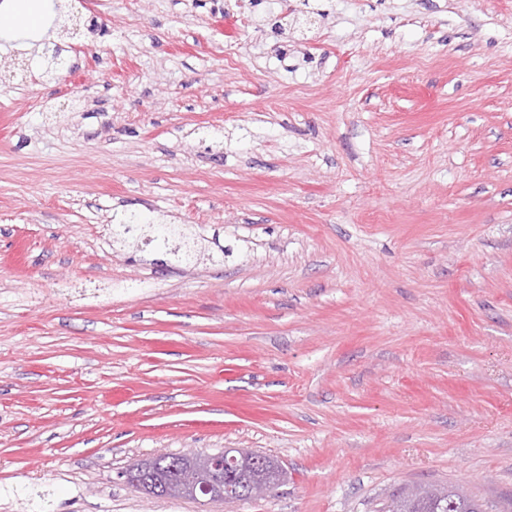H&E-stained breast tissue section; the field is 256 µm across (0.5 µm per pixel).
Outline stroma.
Wrapping results in <instances>:
<instances>
[{
  "instance_id": "1",
  "label": "stroma",
  "mask_w": 512,
  "mask_h": 512,
  "mask_svg": "<svg viewBox=\"0 0 512 512\" xmlns=\"http://www.w3.org/2000/svg\"><path fill=\"white\" fill-rule=\"evenodd\" d=\"M226 4L58 0L0 38V512L512 507V0H294L281 35L279 0ZM190 448L288 479L122 476ZM236 448H224L216 453H210L206 464L192 471L189 463V455L182 454L172 459L170 470L177 473L174 477H168L162 481L149 483L148 489L163 494L172 482L179 480L185 490L186 498L199 500L206 498L208 501L230 504L239 501V491L233 485L224 482V475L233 474L240 470L238 459L233 451ZM151 485V486H150ZM490 507L484 501L465 492L457 493V487L426 486L421 491L400 487L381 503L379 512H485Z\"/></svg>"
}]
</instances>
